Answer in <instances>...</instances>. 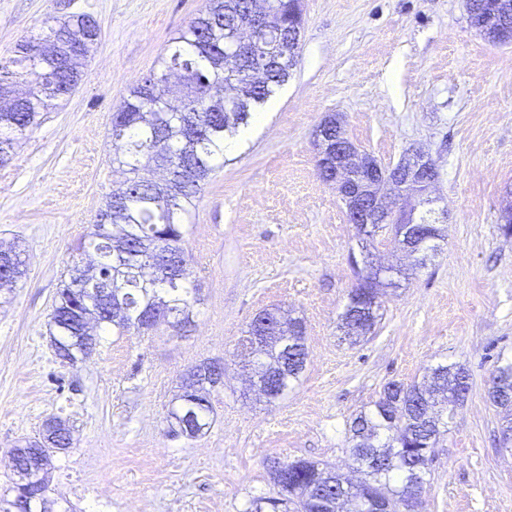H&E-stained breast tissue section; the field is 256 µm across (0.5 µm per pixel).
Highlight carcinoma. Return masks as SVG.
<instances>
[{
	"label": "carcinoma",
	"mask_w": 512,
	"mask_h": 512,
	"mask_svg": "<svg viewBox=\"0 0 512 512\" xmlns=\"http://www.w3.org/2000/svg\"><path fill=\"white\" fill-rule=\"evenodd\" d=\"M269 9L283 22V31L303 25L300 0H267ZM252 0H209L206 11L172 39L160 71L151 73L130 90L112 113L111 138L116 145L112 163L124 174L122 186L112 192L78 249L90 265H74L68 281L57 292L49 326L55 356L75 363L86 358L111 334L127 336L152 329L151 312L162 309L173 327L190 323V306L197 301V284L190 258L183 248L187 232L184 218L214 169L224 163V140L249 123L253 112L265 104L276 88L285 84L297 65L299 51L273 68L270 56L286 53L271 40L251 58L225 62V34L250 12ZM67 37L74 63L47 65L24 47L32 41L52 45ZM100 37L96 22L87 15H71L63 22L46 23L41 34L16 47L12 70L0 66V90L19 78L31 76V100L8 111L0 104V164L9 159L17 140L32 132L53 102L64 97L85 76L86 60ZM263 67L259 82L248 79ZM411 237L402 242L416 252L414 264L434 251L442 238L440 228L426 216L409 227ZM168 254V263L154 277L141 269ZM9 267L0 273V292L12 290L24 274L25 261L14 248L7 249ZM349 293L341 315V329L350 340L374 330L380 303L355 301ZM280 309L260 311L251 321L242 346L276 335ZM305 326L299 317L288 318V351L277 356L281 369L269 379L272 403L298 382L306 363ZM468 374L461 366L439 364L422 382L406 385L388 382L373 408L362 410L350 425L352 455L364 475L361 490H350L342 475L324 464L301 459L288 465L275 480L277 496L253 500L246 512H365L367 504L384 494L402 507L408 492L422 495L429 458L441 429L448 427L453 407L468 391ZM498 400L493 405L512 411V359L493 372ZM216 387L214 373L184 378L182 393L168 410L174 433L193 439L211 425L209 390ZM71 445L65 421L51 417L41 437L13 451L29 465L31 486H13L0 495V512H44L41 503L51 499L54 510L63 495L50 497L48 466L53 453Z\"/></svg>",
	"instance_id": "cac0c4a2"
}]
</instances>
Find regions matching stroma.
I'll use <instances>...</instances> for the list:
<instances>
[{"mask_svg": "<svg viewBox=\"0 0 512 512\" xmlns=\"http://www.w3.org/2000/svg\"><path fill=\"white\" fill-rule=\"evenodd\" d=\"M207 0H0V63L46 18L85 14L100 28L75 92L48 112L0 164V243L19 245L26 271L0 304V491L11 448L66 419L74 444L53 458L52 486L74 512H246L272 495L270 467L297 459L346 475L356 464L349 424L391 380L422 381L437 364L469 373L470 391L435 447L421 512H512V452L498 437L505 413L487 389L512 358V237L500 229L512 187V46L471 29L466 0H301L298 63L278 107L203 185L184 247L199 301L184 336L158 326L110 336L64 365L47 322L80 256L76 244L122 173L112 165L113 111L159 71L174 37ZM385 167L412 149L440 178L431 212L443 230L425 265L384 289L374 333L343 340L340 316L357 283L352 260L397 263L394 236L362 238L335 187L319 178L313 135L329 115ZM302 318L307 365L288 395L256 400L240 341L262 309ZM224 365L201 438L166 421L186 370ZM112 489L94 506L67 481Z\"/></svg>", "mask_w": 512, "mask_h": 512, "instance_id": "1", "label": "stroma"}]
</instances>
